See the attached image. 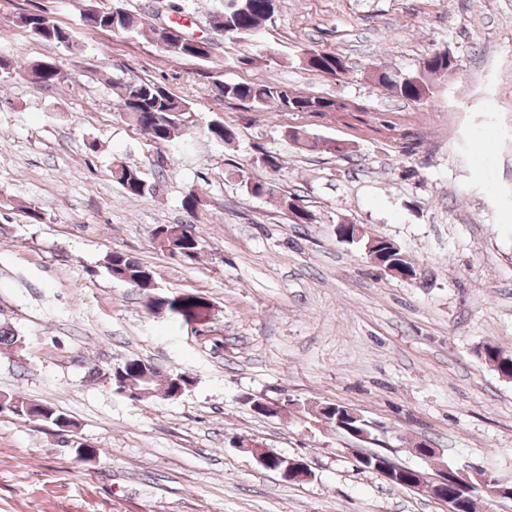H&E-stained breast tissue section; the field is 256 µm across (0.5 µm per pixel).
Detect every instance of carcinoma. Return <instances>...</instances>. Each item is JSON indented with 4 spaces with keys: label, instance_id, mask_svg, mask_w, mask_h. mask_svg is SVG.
Listing matches in <instances>:
<instances>
[{
    "label": "carcinoma",
    "instance_id": "obj_1",
    "mask_svg": "<svg viewBox=\"0 0 512 512\" xmlns=\"http://www.w3.org/2000/svg\"><path fill=\"white\" fill-rule=\"evenodd\" d=\"M267 0H238L234 8L216 10L210 16L217 25H224V12L238 14L237 22L227 29L233 36L247 34L256 30L270 18L266 11ZM91 19L93 30H105L119 38L136 37L144 28V17L119 5H100L98 3L86 6L81 14V20ZM13 26L27 31L34 38L47 42L72 47L74 35L71 29L47 18L41 12H18L9 18ZM169 53L181 58L206 59L209 51L195 41L184 36L180 46L169 50ZM314 58L308 64L317 72L327 75L336 74L341 66V58L334 52L315 51ZM27 75L33 82L45 87H55L65 80L62 70L48 61H38L31 64ZM435 75L428 70H418L404 78L391 72H383L380 82L391 92L421 104L433 94ZM112 94L115 96L121 117L131 125L148 131L150 141L162 145L182 136L195 126L191 120L192 108L189 103L158 83L143 78H116L110 81ZM221 93L228 100H235L263 111L275 109L281 112H311L320 115L334 112L339 104L334 100L314 97L293 91L287 87L274 84L256 83H225ZM207 133L214 139L225 144L235 141L234 130L221 121H214L206 126ZM289 139L310 151H336V143L321 141L296 131ZM265 167L269 169L270 177L255 182L245 181L246 190L255 197H277L281 207L291 213L294 223L311 224L313 215L303 209H294L293 201L282 194L276 181V174L282 169V160L268 155L263 158ZM112 179L129 195L143 196L154 190L148 184L142 171L127 162L115 158L111 166ZM153 248L171 258L191 261L198 258L202 249L201 237L184 224H161L152 232ZM105 269L112 279L137 286L143 290L153 287L154 274L150 267L140 260L123 252L113 251L106 257ZM210 306L209 299L194 292H178L171 295H154L149 298V307L157 312L167 311L186 323L192 322L196 310ZM113 387L120 391L162 392L164 396L172 395L178 388L187 387L191 380L182 373L173 372L161 376L158 369L142 359L125 360L112 368L110 375ZM0 407L17 417L39 419L53 425L64 418L60 410L47 404H34L18 394L6 393L0 396ZM471 481L469 498L465 512H476V500L481 493H490L492 481L486 477L485 471H478L469 476Z\"/></svg>",
    "mask_w": 512,
    "mask_h": 512
}]
</instances>
